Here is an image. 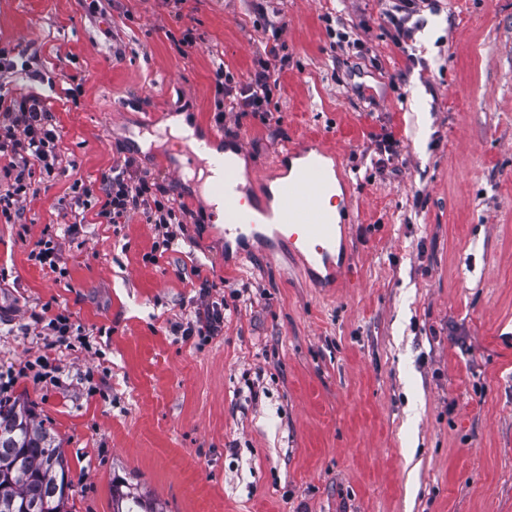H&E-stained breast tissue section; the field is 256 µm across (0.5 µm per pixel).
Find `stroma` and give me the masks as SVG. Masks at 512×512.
Returning a JSON list of instances; mask_svg holds the SVG:
<instances>
[{
	"label": "stroma",
	"instance_id": "obj_1",
	"mask_svg": "<svg viewBox=\"0 0 512 512\" xmlns=\"http://www.w3.org/2000/svg\"><path fill=\"white\" fill-rule=\"evenodd\" d=\"M384 0H0V48L26 50L60 133L22 219L0 214V381L51 429L69 512H112L122 480L158 512H512V0H436L395 43ZM283 25L267 111L226 120L250 200L285 145L335 150L354 219L333 296L287 245L225 241L181 141L216 127L215 63L242 79ZM192 45H184V34ZM376 135L398 155L371 164ZM194 213L172 250L142 215L97 223L72 185L116 160ZM65 277L30 258L44 232ZM219 335L187 338L203 281ZM81 331L54 381L21 375L33 314Z\"/></svg>",
	"mask_w": 512,
	"mask_h": 512
}]
</instances>
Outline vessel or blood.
Masks as SVG:
<instances>
[{"label":"vessel or blood","instance_id":"vessel-or-blood-1","mask_svg":"<svg viewBox=\"0 0 512 512\" xmlns=\"http://www.w3.org/2000/svg\"><path fill=\"white\" fill-rule=\"evenodd\" d=\"M312 146V141L304 140L285 147V156L301 160L302 165L293 177L279 186L274 216L280 228L279 236L290 250L307 266L328 268L336 254V212L327 202L335 184L325 166L307 161ZM211 166L221 174L212 189L224 199L225 234H237L243 226L259 224L263 209L257 205L252 212H243L244 189L232 166L226 165L220 157L212 158Z\"/></svg>","mask_w":512,"mask_h":512}]
</instances>
